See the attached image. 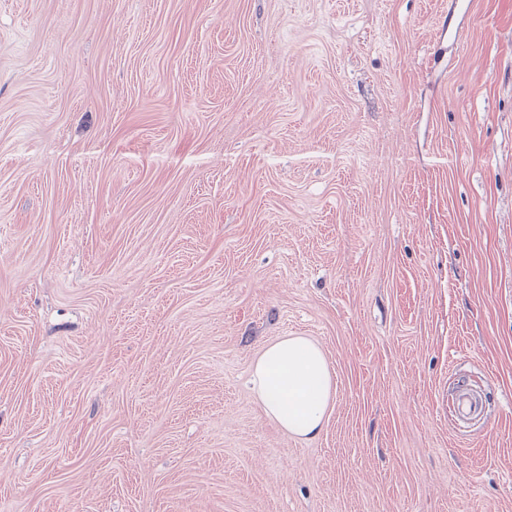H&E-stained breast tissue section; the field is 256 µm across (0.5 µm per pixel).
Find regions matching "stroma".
<instances>
[{
  "mask_svg": "<svg viewBox=\"0 0 512 512\" xmlns=\"http://www.w3.org/2000/svg\"><path fill=\"white\" fill-rule=\"evenodd\" d=\"M461 2L0 0V512H512V0ZM252 390L265 414L303 440L323 430L334 396L330 365L312 340L284 336L268 344L251 372Z\"/></svg>",
  "mask_w": 512,
  "mask_h": 512,
  "instance_id": "stroma-1",
  "label": "stroma"
}]
</instances>
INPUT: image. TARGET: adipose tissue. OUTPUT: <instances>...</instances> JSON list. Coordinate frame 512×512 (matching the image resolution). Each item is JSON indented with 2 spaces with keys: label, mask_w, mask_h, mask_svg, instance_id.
Returning a JSON list of instances; mask_svg holds the SVG:
<instances>
[{
  "label": "adipose tissue",
  "mask_w": 512,
  "mask_h": 512,
  "mask_svg": "<svg viewBox=\"0 0 512 512\" xmlns=\"http://www.w3.org/2000/svg\"><path fill=\"white\" fill-rule=\"evenodd\" d=\"M252 390L265 414L303 440L323 430L334 396L330 365L312 340L284 336L268 344L251 372Z\"/></svg>",
  "instance_id": "adipose-tissue-1"
}]
</instances>
